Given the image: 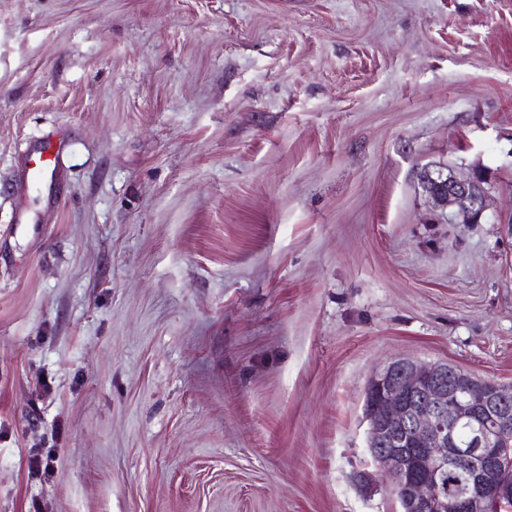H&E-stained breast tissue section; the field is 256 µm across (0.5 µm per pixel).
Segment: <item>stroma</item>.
Returning a JSON list of instances; mask_svg holds the SVG:
<instances>
[{"mask_svg":"<svg viewBox=\"0 0 512 512\" xmlns=\"http://www.w3.org/2000/svg\"><path fill=\"white\" fill-rule=\"evenodd\" d=\"M510 221L512 0H0V512H400L367 382L512 385ZM421 184L439 207L448 209L449 223L476 224L486 212L488 191L474 174L461 178L451 169H426Z\"/></svg>","mask_w":512,"mask_h":512,"instance_id":"1","label":"stroma"}]
</instances>
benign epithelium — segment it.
Returning a JSON list of instances; mask_svg holds the SVG:
<instances>
[{"mask_svg": "<svg viewBox=\"0 0 512 512\" xmlns=\"http://www.w3.org/2000/svg\"><path fill=\"white\" fill-rule=\"evenodd\" d=\"M422 188L448 210L450 224H477L488 191L474 176L427 169ZM380 391L365 419L369 452L398 491L401 512H487L490 498H509L497 480V464L512 450V387L480 383L446 363L398 359L376 372ZM462 465L464 480L453 490L443 484L448 464Z\"/></svg>", "mask_w": 512, "mask_h": 512, "instance_id": "1", "label": "benign epithelium"}]
</instances>
